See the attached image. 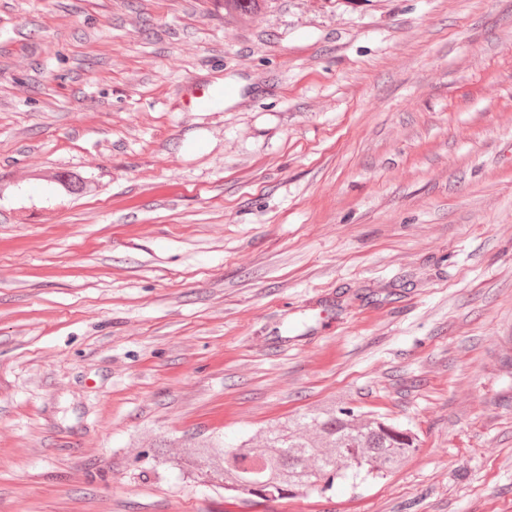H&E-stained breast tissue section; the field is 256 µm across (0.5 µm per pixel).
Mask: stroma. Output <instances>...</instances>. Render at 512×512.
<instances>
[{"mask_svg":"<svg viewBox=\"0 0 512 512\" xmlns=\"http://www.w3.org/2000/svg\"><path fill=\"white\" fill-rule=\"evenodd\" d=\"M334 402L419 450L154 463ZM0 512H512V0H0ZM358 417L339 402L335 409L306 413L269 430L261 449L247 448L245 441L226 450L216 440L158 462L186 472L205 470L213 481L224 482L225 492L258 503L279 501L304 489L324 492L337 478L352 483L384 478L418 450L419 439L411 428L383 414Z\"/></svg>","mask_w":512,"mask_h":512,"instance_id":"1","label":"stroma"}]
</instances>
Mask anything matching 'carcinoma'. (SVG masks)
<instances>
[{
    "label": "carcinoma",
    "mask_w": 512,
    "mask_h": 512,
    "mask_svg": "<svg viewBox=\"0 0 512 512\" xmlns=\"http://www.w3.org/2000/svg\"><path fill=\"white\" fill-rule=\"evenodd\" d=\"M257 0H224L227 15L255 12ZM67 191L83 193L87 181L80 175L53 176ZM419 448L417 435L390 418L370 413L360 419L350 408L306 413L267 432L263 448L242 444L224 449L220 441L189 446L182 456L163 458L186 472L202 470L224 490L243 495L250 503L274 502L300 490L324 492L335 479L356 481L388 476Z\"/></svg>",
    "instance_id": "1"
}]
</instances>
